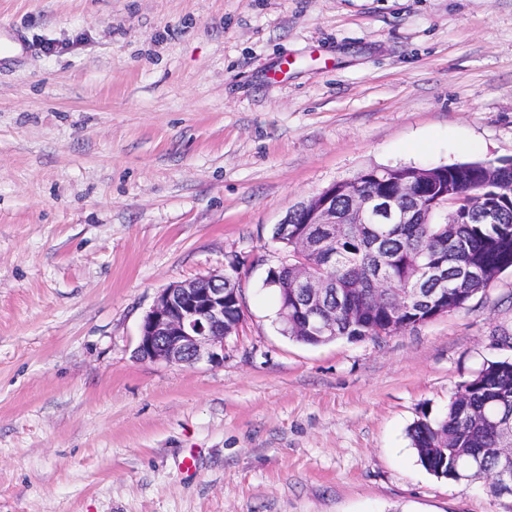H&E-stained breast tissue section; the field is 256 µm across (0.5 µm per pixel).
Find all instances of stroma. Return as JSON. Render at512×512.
<instances>
[{
  "label": "stroma",
  "instance_id": "stroma-1",
  "mask_svg": "<svg viewBox=\"0 0 512 512\" xmlns=\"http://www.w3.org/2000/svg\"><path fill=\"white\" fill-rule=\"evenodd\" d=\"M0 512H502L408 430L512 361V269L299 343L271 230L369 167L512 159V0H0ZM258 254L224 362L136 359L172 284ZM193 457L194 467L182 461Z\"/></svg>",
  "mask_w": 512,
  "mask_h": 512
}]
</instances>
